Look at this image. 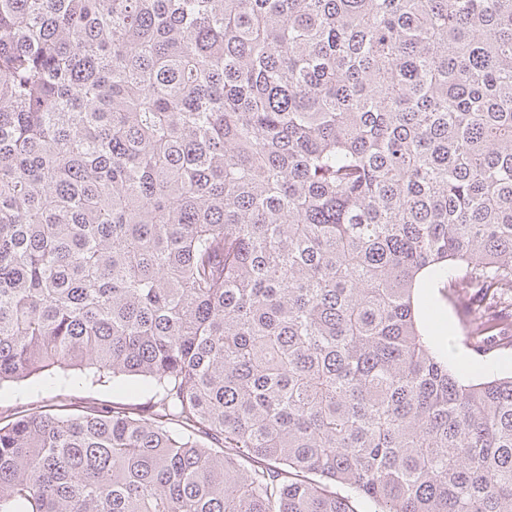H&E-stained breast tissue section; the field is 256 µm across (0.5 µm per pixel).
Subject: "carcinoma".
<instances>
[{
	"instance_id": "obj_1",
	"label": "carcinoma",
	"mask_w": 512,
	"mask_h": 512,
	"mask_svg": "<svg viewBox=\"0 0 512 512\" xmlns=\"http://www.w3.org/2000/svg\"><path fill=\"white\" fill-rule=\"evenodd\" d=\"M512 0H0V512H512ZM456 325L454 333H449L448 328ZM437 336L448 338V348L454 349L459 363H466L469 359V351L464 346V330L458 325L456 310L449 302L442 301L440 312L437 314L432 326ZM64 394L62 398L73 406L99 405L100 403L110 406H121L128 404H140L149 401L153 394L141 384L137 386L134 394H127L112 387V382L104 386L92 384L80 373H71L65 391H60L54 385L45 383H31L19 386H5L0 390V412H19L30 407L51 408L58 401V395ZM112 402L114 404H112Z\"/></svg>"
}]
</instances>
